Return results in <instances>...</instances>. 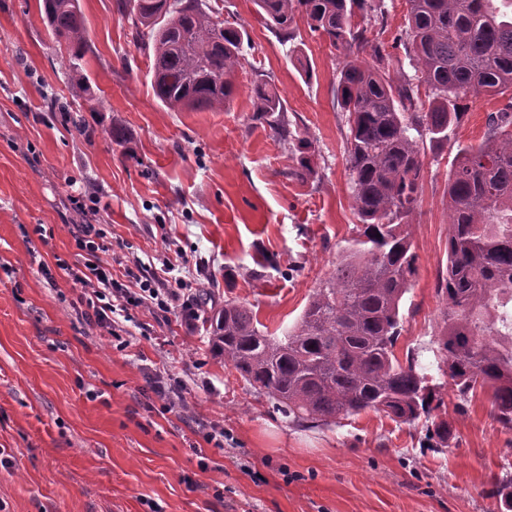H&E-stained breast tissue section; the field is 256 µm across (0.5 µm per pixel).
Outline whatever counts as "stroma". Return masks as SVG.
<instances>
[{
	"label": "stroma",
	"mask_w": 512,
	"mask_h": 512,
	"mask_svg": "<svg viewBox=\"0 0 512 512\" xmlns=\"http://www.w3.org/2000/svg\"><path fill=\"white\" fill-rule=\"evenodd\" d=\"M209 2L249 42L229 106L192 112L154 96L150 61L116 0H80L90 49L77 74L61 68L38 0H0V512H498L490 482L512 475V430L486 394L445 395L437 415L452 435L434 448L423 423L374 411L288 424L213 353L212 316L228 300L253 305L271 335L292 328L358 219L335 97L342 56L303 21L281 42L253 0ZM82 75L103 109L83 113L80 134L70 112ZM261 80L316 147L305 181L288 174L292 145L256 116ZM506 103L468 100L452 147H424L418 270L397 353L415 350L431 370L454 148L476 143ZM116 127L125 145L113 143ZM86 195L113 277L125 260L151 273L169 262L205 288L193 324L178 308L161 317L135 308L118 340L86 322L67 273L85 261L74 232ZM151 377L179 385L171 412L148 391ZM215 425L220 448L204 441Z\"/></svg>",
	"instance_id": "stroma-1"
}]
</instances>
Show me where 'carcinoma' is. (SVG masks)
<instances>
[{"label": "carcinoma", "instance_id": "cac0c4a2", "mask_svg": "<svg viewBox=\"0 0 512 512\" xmlns=\"http://www.w3.org/2000/svg\"><path fill=\"white\" fill-rule=\"evenodd\" d=\"M284 41L297 37L296 17L343 55L336 87L348 114L346 162L358 235L321 280L285 335L269 336L251 305L224 302L215 317L213 352L295 426L366 410L394 421L427 423L435 447L451 427L432 412L451 387L462 399L481 389L503 427L512 429V12L498 0H406L407 25L396 37L406 71L385 72L382 45L356 21L367 0H254ZM151 61L155 97L172 110L222 111L234 96L231 73L242 64L244 33L222 21L207 0H117ZM48 35L63 48L62 66L80 67L89 31L79 0H40ZM78 111L99 112L91 85L77 82ZM484 93L508 97L488 114L481 140L457 150L447 180L448 269L437 289L448 305L445 331L433 341L443 383L407 352L403 299L417 272L409 228L424 180L428 141L448 145L462 102ZM258 116L284 111L275 86L253 85ZM427 98L428 107L418 103ZM294 142L296 167L315 173L309 139L279 124ZM500 512H512V477L492 479Z\"/></svg>", "mask_w": 512, "mask_h": 512}]
</instances>
